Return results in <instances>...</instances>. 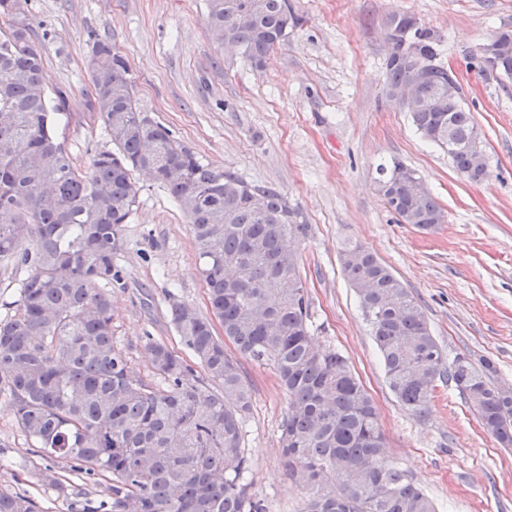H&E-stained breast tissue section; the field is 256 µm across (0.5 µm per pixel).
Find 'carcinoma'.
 Listing matches in <instances>:
<instances>
[{
  "instance_id": "cac0c4a2",
  "label": "carcinoma",
  "mask_w": 512,
  "mask_h": 512,
  "mask_svg": "<svg viewBox=\"0 0 512 512\" xmlns=\"http://www.w3.org/2000/svg\"><path fill=\"white\" fill-rule=\"evenodd\" d=\"M27 2L0 0V267L20 285L15 315L0 321V394L44 459L111 480L82 512H266L245 481L243 427L254 393L245 360L272 367L288 396L280 444L289 475L312 491L304 512H437L384 459L377 407L348 360L312 334L298 262L310 231L302 211L279 188L205 164L176 141L140 108L127 61L105 40L91 48L87 98L111 147L78 164L57 132L68 102L43 83L45 38ZM299 22L288 0H206L214 41L238 47L254 68ZM386 29L396 46L411 41L420 56H438L437 33L408 25L407 14L391 15ZM417 75L414 59L387 57V97ZM422 96L398 106L422 137L448 150L459 174L481 181L483 142L470 110L448 101L447 69L428 70ZM142 169L154 171L191 224L211 308L205 316L172 302L171 324L193 363L147 339L155 384L112 340V285L122 280L114 259ZM379 174L400 223L423 232L443 223L415 170L395 160ZM341 264L401 407L425 416L448 381L484 431L512 446V390L495 383L492 362H447L416 297L368 248L346 245ZM35 476L76 510L81 493L54 468ZM0 512L41 510L0 487Z\"/></svg>"
}]
</instances>
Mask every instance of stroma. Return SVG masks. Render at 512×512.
I'll list each match as a JSON object with an SVG mask.
<instances>
[{
  "label": "stroma",
  "instance_id": "1",
  "mask_svg": "<svg viewBox=\"0 0 512 512\" xmlns=\"http://www.w3.org/2000/svg\"><path fill=\"white\" fill-rule=\"evenodd\" d=\"M299 26L266 66L217 50L205 0H29L46 37L43 79L62 91L71 117L61 136L78 163L105 145L102 123L84 116L95 40L127 60L138 103L203 162L249 183L275 185L311 231L299 248L317 342L346 356L373 397L389 464L406 472L438 512H512V447L486 434L461 395L441 384L429 413L407 414L389 390L356 294L344 276L346 243L368 247L419 299L449 358L487 356L512 387V79L478 75L485 39L512 27V0H289ZM408 13L440 37L439 64L454 70L483 135L487 175L474 183L446 152L416 132L385 94L388 15ZM403 161L423 178L445 221L429 233L398 223L379 193L376 168ZM138 206L122 228L112 290L113 340L145 381L154 338L182 345L171 301L207 312L191 226L169 192L140 172ZM253 412L245 425L246 475L267 512H301L309 491L287 475L279 425L288 397L273 371L253 361ZM45 465L0 395V486L44 512H67L38 482Z\"/></svg>",
  "mask_w": 512,
  "mask_h": 512
}]
</instances>
